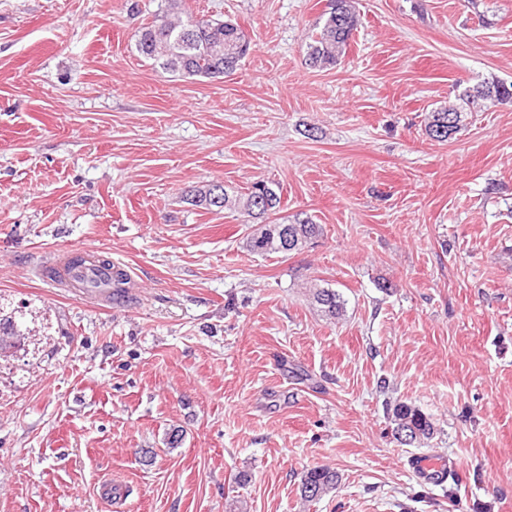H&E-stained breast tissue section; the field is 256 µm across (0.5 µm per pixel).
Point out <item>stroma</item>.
Listing matches in <instances>:
<instances>
[{"label":"stroma","instance_id":"1","mask_svg":"<svg viewBox=\"0 0 512 512\" xmlns=\"http://www.w3.org/2000/svg\"><path fill=\"white\" fill-rule=\"evenodd\" d=\"M324 3L186 0L252 43L207 79L137 51L166 0H0V512H512V107L424 131L512 81V0H354L312 70ZM257 180L323 237L259 255V221L185 196ZM67 251L131 269L124 299L38 276ZM398 402L428 445L395 439ZM317 465L341 481L306 511ZM322 27L307 44L305 63L314 69L335 67L358 29L359 17L352 0H327ZM456 101L429 112L425 133L430 139L445 142L455 137L466 128L468 113L486 111L492 106L512 105V82L493 80L465 88L457 95ZM448 121L452 124L448 125ZM309 292L312 303L327 317L336 319L344 315V300L335 289L315 284L309 288ZM392 418L394 424L408 428L412 433L413 444L419 446L432 439L436 425L430 417L418 408L407 403H398L393 408Z\"/></svg>","mask_w":512,"mask_h":512}]
</instances>
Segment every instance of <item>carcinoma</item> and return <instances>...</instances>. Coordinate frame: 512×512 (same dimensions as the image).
<instances>
[{"label":"carcinoma","instance_id":"obj_1","mask_svg":"<svg viewBox=\"0 0 512 512\" xmlns=\"http://www.w3.org/2000/svg\"><path fill=\"white\" fill-rule=\"evenodd\" d=\"M322 17V27L307 44L305 63L314 69L336 66L359 25L352 0H332L326 5ZM136 47L141 55L155 61L165 72L217 78L236 69L250 50V40L236 23L221 24L217 19L182 13L180 0H168L165 14L155 16L138 32ZM499 105H512V82L496 80L466 88L457 95L455 103L429 113L425 133L432 140L446 142L466 128L468 114ZM217 188L222 193L220 204L210 199L205 187L187 191L186 198L191 205L204 210L233 209L253 219L264 218L280 207L281 196L263 180L253 182L247 192L240 195L229 193L220 183L212 185V189ZM261 193L271 195L270 207L263 211L255 206V198ZM323 233V225L310 218L299 219L287 226L263 224L249 239L248 246L252 252L261 255L300 252ZM86 266L91 267L98 277L82 282L80 287L108 288L117 295L125 293V275L112 269L110 260L69 259L72 269ZM309 292L312 303L327 317L336 319L343 316L344 300L335 289L315 284ZM392 418L395 425L412 432L413 444L417 446L432 439L435 434L436 425L432 419L407 403L395 405ZM339 479L335 469L327 465L314 466L303 476L300 497L306 503L317 502L336 490Z\"/></svg>","mask_w":512,"mask_h":512}]
</instances>
